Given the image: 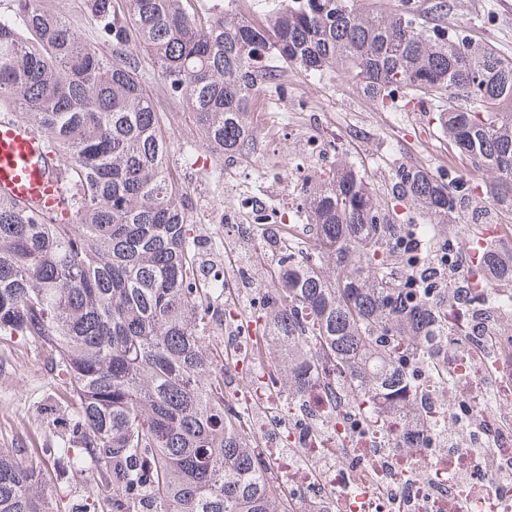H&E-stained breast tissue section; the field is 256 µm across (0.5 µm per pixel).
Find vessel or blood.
Returning a JSON list of instances; mask_svg holds the SVG:
<instances>
[{
    "label": "vessel or blood",
    "instance_id": "obj_1",
    "mask_svg": "<svg viewBox=\"0 0 512 512\" xmlns=\"http://www.w3.org/2000/svg\"><path fill=\"white\" fill-rule=\"evenodd\" d=\"M60 169L28 123L0 117V193L35 210L59 209Z\"/></svg>",
    "mask_w": 512,
    "mask_h": 512
}]
</instances>
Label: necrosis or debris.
<instances>
[{
  "label": "necrosis or debris",
  "mask_w": 512,
  "mask_h": 512,
  "mask_svg": "<svg viewBox=\"0 0 512 512\" xmlns=\"http://www.w3.org/2000/svg\"><path fill=\"white\" fill-rule=\"evenodd\" d=\"M239 319L234 310L224 315L229 325L224 349L231 358L224 366V403L253 432L272 433L293 448V456L284 457L260 446L273 485H288L293 496L305 497L319 512H512V428L491 412L473 410L483 397L512 388V349L449 354L454 376L468 386L464 413L447 406L441 386L429 384L432 417H479L464 441L403 452L384 428L367 432L340 426L331 431L332 446L318 448L311 444L316 425L288 410L267 362L265 340ZM490 477L497 486L493 502L476 491Z\"/></svg>",
  "instance_id": "4bbe7bcc"
}]
</instances>
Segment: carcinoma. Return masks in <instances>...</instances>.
Wrapping results in <instances>:
<instances>
[{
    "mask_svg": "<svg viewBox=\"0 0 512 512\" xmlns=\"http://www.w3.org/2000/svg\"><path fill=\"white\" fill-rule=\"evenodd\" d=\"M84 25L43 0L0 7V114L33 126L68 155L63 211L0 197V335L47 347L69 378L68 430L49 456L0 448V512H58L41 493L80 471L109 512H287L267 480L259 440L224 410V368L207 349L211 292L199 278L190 209L171 175L175 150L144 83L151 61L193 117L195 143L217 161L248 156L249 103L279 61L315 75L340 69L381 105L398 93L446 97L442 136L495 181L512 214V58L465 27L372 0H274L259 20L192 0H82ZM479 184L408 167L388 197L342 160L306 177L309 234L271 229L279 270L253 319L288 398L335 375L364 428L398 424L396 448L445 439L423 373L450 379L448 336H512V250L477 245L447 220L478 203ZM404 206L426 218L405 224Z\"/></svg>",
    "mask_w": 512,
    "mask_h": 512,
    "instance_id": "1",
    "label": "carcinoma"
}]
</instances>
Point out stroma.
<instances>
[{"label": "stroma", "instance_id": "35a3bbf8", "mask_svg": "<svg viewBox=\"0 0 512 512\" xmlns=\"http://www.w3.org/2000/svg\"><path fill=\"white\" fill-rule=\"evenodd\" d=\"M448 25L467 26L473 39L512 58V0H451ZM145 86L159 103L160 121L174 145L193 141V118L169 99L153 64L145 66ZM253 146L248 158L215 162L201 152L185 166L180 153L169 165L184 188L196 222L204 256L202 275L223 271L237 283L260 287L279 264L274 241L267 236L239 238L237 224L254 223L253 214H237L239 201L278 215L281 223L304 224L299 205L310 169L333 170L345 158L365 173L377 191H385L393 170L417 167L436 177L449 172L469 177L470 164L437 131L433 108L408 96L386 108L363 95L340 71L316 77L303 70H281L275 84L253 99L250 108ZM70 392L51 352L21 336L0 335V448L27 459L54 447L62 411ZM60 507L91 503L94 482L76 472L51 481Z\"/></svg>", "mask_w": 512, "mask_h": 512}]
</instances>
